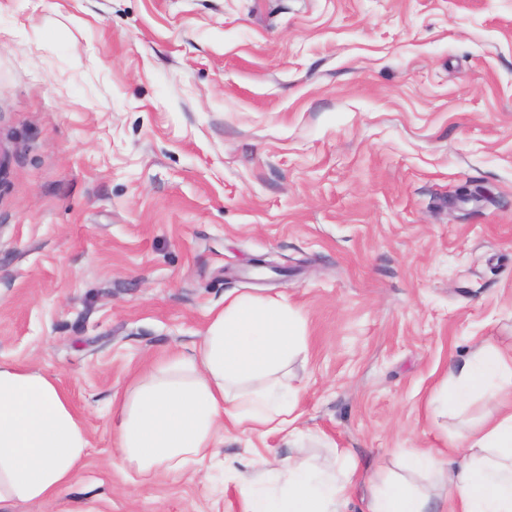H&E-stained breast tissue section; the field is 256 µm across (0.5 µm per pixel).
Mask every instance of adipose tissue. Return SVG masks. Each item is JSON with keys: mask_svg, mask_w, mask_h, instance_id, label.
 <instances>
[{"mask_svg": "<svg viewBox=\"0 0 512 512\" xmlns=\"http://www.w3.org/2000/svg\"><path fill=\"white\" fill-rule=\"evenodd\" d=\"M305 321L286 302L238 295L214 311L190 352L132 378L110 427L113 466L143 476L184 473L213 455L226 426L287 433L294 454L277 470L252 462L226 480L249 487L240 512H346L353 470L328 455L317 466L297 457L306 438L298 388L286 367L306 354ZM443 410L486 395L494 411L459 435L447 458L411 453L403 476L369 480L361 512H512V348L475 344L449 372ZM88 447L84 420L56 380L0 359V512L18 502L54 503Z\"/></svg>", "mask_w": 512, "mask_h": 512, "instance_id": "adipose-tissue-1", "label": "adipose tissue"}]
</instances>
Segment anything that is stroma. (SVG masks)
<instances>
[{
    "mask_svg": "<svg viewBox=\"0 0 512 512\" xmlns=\"http://www.w3.org/2000/svg\"><path fill=\"white\" fill-rule=\"evenodd\" d=\"M242 294L306 320L308 461L398 472L491 412L433 401L474 342L512 346V0H0V358L90 438L55 504L12 512H240L225 466L285 434L228 428L203 474L145 481L110 418Z\"/></svg>",
    "mask_w": 512,
    "mask_h": 512,
    "instance_id": "obj_1",
    "label": "stroma"
}]
</instances>
